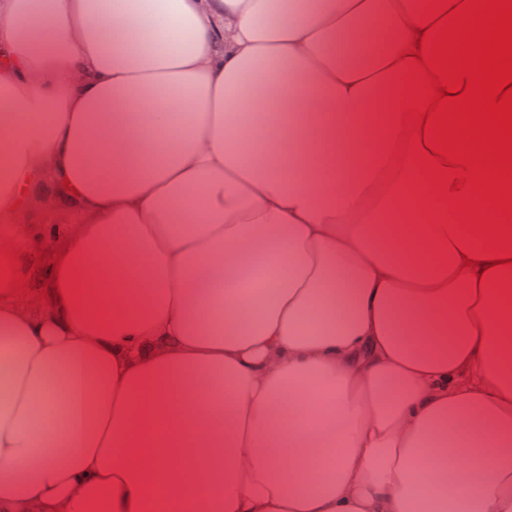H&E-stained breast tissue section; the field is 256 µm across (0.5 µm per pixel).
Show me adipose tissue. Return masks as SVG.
<instances>
[{"label":"adipose tissue","mask_w":512,"mask_h":512,"mask_svg":"<svg viewBox=\"0 0 512 512\" xmlns=\"http://www.w3.org/2000/svg\"><path fill=\"white\" fill-rule=\"evenodd\" d=\"M421 12L0 0V248L64 257L0 295V512H512V271L393 157ZM78 216L75 211L64 203H60L58 208L51 214L42 217H34L30 220H22L25 223L34 224H59L60 229H65L66 224H76Z\"/></svg>","instance_id":"ef3b65f1"}]
</instances>
